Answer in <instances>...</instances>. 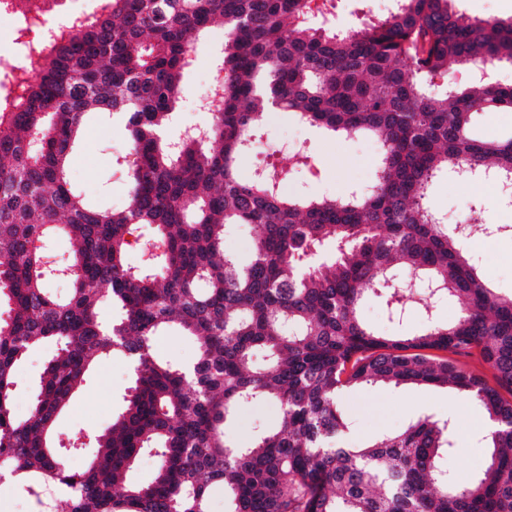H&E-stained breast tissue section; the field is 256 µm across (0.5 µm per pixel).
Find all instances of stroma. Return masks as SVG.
<instances>
[{
  "mask_svg": "<svg viewBox=\"0 0 512 512\" xmlns=\"http://www.w3.org/2000/svg\"><path fill=\"white\" fill-rule=\"evenodd\" d=\"M331 23L340 30L356 26L370 16L387 15L394 0H334ZM224 45L223 27H214L201 37L195 47V66L184 76L186 95L177 112L180 121L202 123L207 119L202 109L210 94L214 62ZM285 141H298L311 166L287 160L286 179L281 184L285 194L345 193L350 188L363 189L373 181L376 143L369 139L332 137L316 128L299 123L291 114L270 111L257 132L252 149L242 161L244 170H252L273 160L274 150ZM127 142L123 126L115 121L89 120L84 142L71 169V180L96 207L123 209L127 204L126 182L115 167L116 156L124 154ZM432 205L448 225L469 219L477 225L495 227L493 243L483 249H469L472 266L483 273L496 292L512 294V190L499 185L470 182L448 175L438 179L431 191ZM360 318L378 333L393 336L420 331L423 318L413 314L403 324L391 320L379 300H367ZM53 354L52 345L33 350L17 372V386L11 399L15 416L25 417L32 402V392ZM132 371L120 354L99 363L86 385L61 415L57 425L60 441H68L79 431H102L121 411L131 384ZM340 404L349 418L347 442L352 446L367 444L380 435L402 431L411 421L426 416L453 419L457 450L447 458V468L457 480L469 481L484 469L489 458L486 446V422L474 402L453 389L433 386L395 388L385 384L366 385L345 391Z\"/></svg>",
  "mask_w": 512,
  "mask_h": 512,
  "instance_id": "stroma-1",
  "label": "stroma"
}]
</instances>
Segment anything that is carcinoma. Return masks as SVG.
Masks as SVG:
<instances>
[{"mask_svg":"<svg viewBox=\"0 0 512 512\" xmlns=\"http://www.w3.org/2000/svg\"><path fill=\"white\" fill-rule=\"evenodd\" d=\"M311 0H98L73 32L29 39L32 77L0 100V481L38 512H209L215 488L227 512H512V295L496 294L465 256L467 233L430 205L434 180L512 179V134L480 135L475 116L512 109V86L457 84L459 68L512 63V20L456 12L451 0H396L356 29L313 25ZM224 27L223 72L202 131L166 135L185 95L199 36ZM279 108L330 134L379 143L374 183L345 196L288 197L272 164L239 174L267 112ZM121 120L126 207L89 205L70 168L86 118ZM149 224V258L126 256ZM229 224L254 228L252 259L224 249ZM65 236L66 264L48 240ZM338 255L313 265L311 248ZM406 273L402 281L396 273ZM70 281L65 297L48 284ZM444 286L460 304L452 322L429 310L411 281ZM371 297L403 317L409 336H382L360 319ZM118 316L108 322L104 307ZM175 323L198 354L162 361L155 341ZM44 340L56 344L29 414L10 408L16 371ZM265 352L262 365L256 351ZM122 353L133 370L123 411L80 470L54 446L58 417L93 364ZM477 352L495 385L451 355ZM384 383L453 387L488 421L486 467L461 483L445 460L447 421L419 418L352 447L340 395ZM274 402L279 416L242 443L226 430L240 409ZM154 478L133 484L136 460Z\"/></svg>","mask_w":512,"mask_h":512,"instance_id":"1","label":"carcinoma"}]
</instances>
